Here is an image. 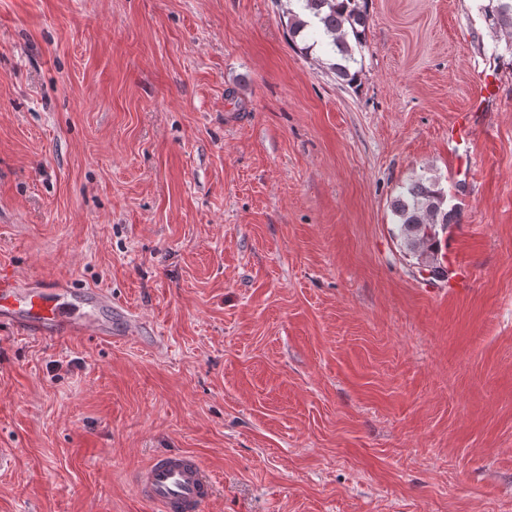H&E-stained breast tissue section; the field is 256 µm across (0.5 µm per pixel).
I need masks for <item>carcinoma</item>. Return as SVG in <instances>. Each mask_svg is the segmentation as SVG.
<instances>
[{
  "mask_svg": "<svg viewBox=\"0 0 512 512\" xmlns=\"http://www.w3.org/2000/svg\"><path fill=\"white\" fill-rule=\"evenodd\" d=\"M301 8L317 19L314 27L293 9H288L285 33L293 42L306 34L308 43L303 50L310 53L318 48L331 56L329 68L337 78L353 84L358 80L361 64L356 54L366 44L368 28L367 0H296ZM488 29L503 37L504 52L494 46L491 57L503 59L512 55V0H489L483 8ZM393 224L405 249L417 260L420 269L430 277L446 273L440 235L456 223L455 208L447 206V193L440 182L431 177H419L401 188L392 203Z\"/></svg>",
  "mask_w": 512,
  "mask_h": 512,
  "instance_id": "1",
  "label": "carcinoma"
}]
</instances>
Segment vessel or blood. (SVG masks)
I'll list each match as a JSON object with an SVG mask.
<instances>
[{
  "instance_id": "obj_1",
  "label": "vessel or blood",
  "mask_w": 512,
  "mask_h": 512,
  "mask_svg": "<svg viewBox=\"0 0 512 512\" xmlns=\"http://www.w3.org/2000/svg\"><path fill=\"white\" fill-rule=\"evenodd\" d=\"M489 95L488 84L477 86L469 109L448 126V140L460 143L472 136L474 119ZM111 295L98 290L78 291L66 283L45 285L23 278L0 265V325L17 333L42 338L95 336L109 339L101 309ZM137 487L156 512H203L214 484L195 455L171 453L154 458L136 478Z\"/></svg>"
}]
</instances>
